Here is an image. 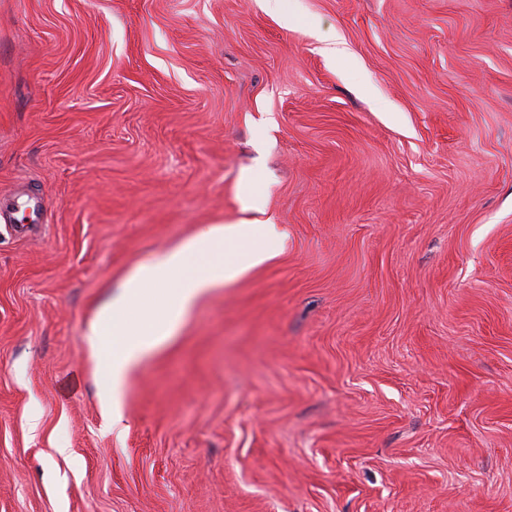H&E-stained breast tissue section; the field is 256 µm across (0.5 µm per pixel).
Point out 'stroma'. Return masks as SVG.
Returning <instances> with one entry per match:
<instances>
[{
    "mask_svg": "<svg viewBox=\"0 0 512 512\" xmlns=\"http://www.w3.org/2000/svg\"><path fill=\"white\" fill-rule=\"evenodd\" d=\"M20 190L0 512H512V0H0ZM262 217L112 432L88 323Z\"/></svg>",
    "mask_w": 512,
    "mask_h": 512,
    "instance_id": "35a3bbf8",
    "label": "stroma"
}]
</instances>
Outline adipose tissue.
<instances>
[{"mask_svg": "<svg viewBox=\"0 0 512 512\" xmlns=\"http://www.w3.org/2000/svg\"><path fill=\"white\" fill-rule=\"evenodd\" d=\"M278 234L272 220L216 224L141 266L119 296L100 309L85 333V343L106 381L100 400L113 428L125 426L122 400L130 374L174 331L196 301L274 255ZM138 306L140 316L126 311ZM119 336L106 348L107 335Z\"/></svg>", "mask_w": 512, "mask_h": 512, "instance_id": "1", "label": "adipose tissue"}]
</instances>
